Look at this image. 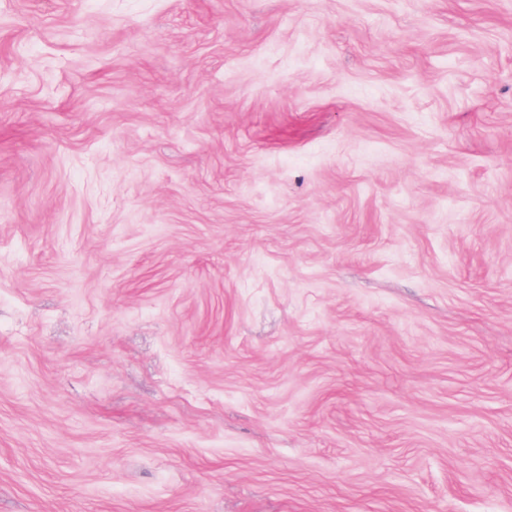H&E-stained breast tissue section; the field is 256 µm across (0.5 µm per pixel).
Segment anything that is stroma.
I'll return each mask as SVG.
<instances>
[{
  "mask_svg": "<svg viewBox=\"0 0 512 512\" xmlns=\"http://www.w3.org/2000/svg\"><path fill=\"white\" fill-rule=\"evenodd\" d=\"M0 512H512V0H0Z\"/></svg>",
  "mask_w": 512,
  "mask_h": 512,
  "instance_id": "obj_1",
  "label": "stroma"
}]
</instances>
